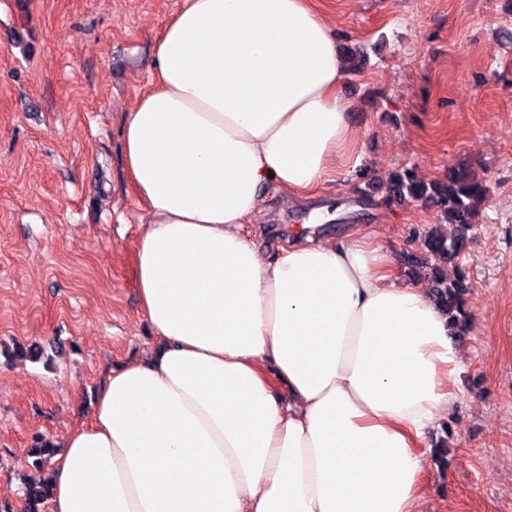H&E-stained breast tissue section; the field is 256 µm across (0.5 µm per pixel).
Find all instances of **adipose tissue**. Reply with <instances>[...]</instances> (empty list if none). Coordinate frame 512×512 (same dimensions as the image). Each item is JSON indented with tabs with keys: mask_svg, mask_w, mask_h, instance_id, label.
Instances as JSON below:
<instances>
[{
	"mask_svg": "<svg viewBox=\"0 0 512 512\" xmlns=\"http://www.w3.org/2000/svg\"><path fill=\"white\" fill-rule=\"evenodd\" d=\"M152 65L122 138L156 342L64 437L49 512H421L464 368L445 312L371 236L247 231L264 183L361 162L337 37L313 0H185Z\"/></svg>",
	"mask_w": 512,
	"mask_h": 512,
	"instance_id": "ef3b65f1",
	"label": "adipose tissue"
}]
</instances>
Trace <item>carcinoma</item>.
I'll return each instance as SVG.
<instances>
[{
    "mask_svg": "<svg viewBox=\"0 0 512 512\" xmlns=\"http://www.w3.org/2000/svg\"><path fill=\"white\" fill-rule=\"evenodd\" d=\"M413 169L403 168L391 173L385 182L389 194L413 201H430L439 209L442 223L436 224L422 233L420 241L430 256L421 264L428 269L427 275L435 284L433 288L437 302L456 327L455 335L468 333L471 314L465 307L463 295L466 292L463 279L448 281L444 263L457 258L465 249L471 221L481 200L485 197L486 186L475 180L463 168L448 171V181L425 183L412 175ZM10 355L35 362L44 356L40 345L27 346L17 343ZM56 453L53 443L40 433L31 438L32 466L43 468ZM50 497L49 482L28 483L23 489V512H44Z\"/></svg>",
    "mask_w": 512,
    "mask_h": 512,
    "instance_id": "obj_1",
    "label": "carcinoma"
}]
</instances>
